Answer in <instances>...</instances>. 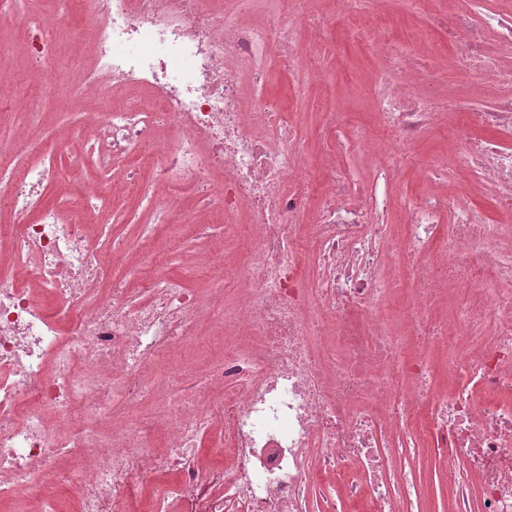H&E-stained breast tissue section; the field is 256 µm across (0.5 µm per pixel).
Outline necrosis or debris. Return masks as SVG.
I'll use <instances>...</instances> for the list:
<instances>
[{
	"label": "necrosis or debris",
	"instance_id": "1",
	"mask_svg": "<svg viewBox=\"0 0 512 512\" xmlns=\"http://www.w3.org/2000/svg\"><path fill=\"white\" fill-rule=\"evenodd\" d=\"M263 2L86 0L94 63L70 71L71 107L133 83L152 96L89 112L82 139L57 138L150 209L144 233L172 223L189 192L242 229L238 298L222 310L171 276L161 252L115 272L119 241L100 243L111 196L96 208L71 192L48 203L53 167L16 175L10 159L27 145L0 141V212L12 218L0 254L13 264L0 271V506L58 512L61 481L78 512H345L365 496L373 512H420L387 444L410 427L446 461L452 512H512V67L499 64L512 60V0L463 11L448 0L442 12L412 0L456 50L459 74L495 91L455 126L435 106L441 67L384 31L364 42L384 61L371 119L387 144L366 186L328 154L302 168L296 117L245 97L271 66L336 79L320 61L334 17L306 0L276 12ZM16 18L31 48L15 72L52 80L67 17L21 18L0 0V21ZM14 74L0 76V112L21 127L33 99ZM444 124L453 159L432 158L427 173L495 186L493 215L445 192L393 190L422 132ZM482 129L499 136L476 138ZM484 280L497 285L490 298L459 304L460 288ZM216 333L220 361L184 383L172 357ZM431 350L446 352L452 392L433 391Z\"/></svg>",
	"mask_w": 512,
	"mask_h": 512
}]
</instances>
